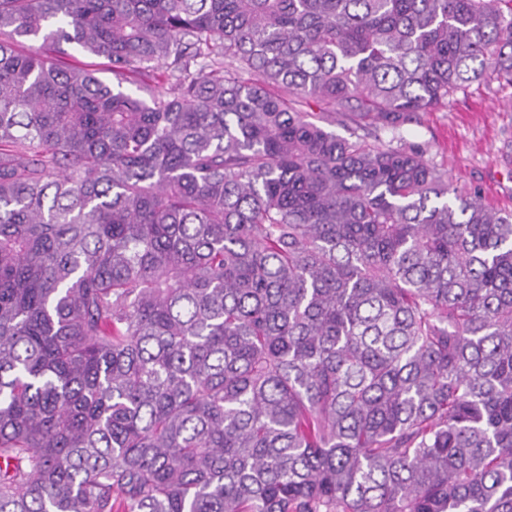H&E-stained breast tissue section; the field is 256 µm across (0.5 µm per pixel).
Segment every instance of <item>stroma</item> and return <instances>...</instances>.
<instances>
[{
    "instance_id": "35a3bbf8",
    "label": "stroma",
    "mask_w": 512,
    "mask_h": 512,
    "mask_svg": "<svg viewBox=\"0 0 512 512\" xmlns=\"http://www.w3.org/2000/svg\"><path fill=\"white\" fill-rule=\"evenodd\" d=\"M401 133L447 170L453 184L478 188L484 205L512 207V88L472 85L448 108L423 114Z\"/></svg>"
}]
</instances>
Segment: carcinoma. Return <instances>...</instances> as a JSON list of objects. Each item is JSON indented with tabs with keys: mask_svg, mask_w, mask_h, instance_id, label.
I'll return each instance as SVG.
<instances>
[{
	"mask_svg": "<svg viewBox=\"0 0 512 512\" xmlns=\"http://www.w3.org/2000/svg\"><path fill=\"white\" fill-rule=\"evenodd\" d=\"M488 75L512 0H0V512H512V210L400 133ZM62 49L64 50H59L52 46L49 53L59 59L63 65L75 64L81 66H95L94 68H99L100 63L103 61L83 54L73 45L63 44Z\"/></svg>",
	"mask_w": 512,
	"mask_h": 512,
	"instance_id": "cac0c4a2",
	"label": "carcinoma"
}]
</instances>
